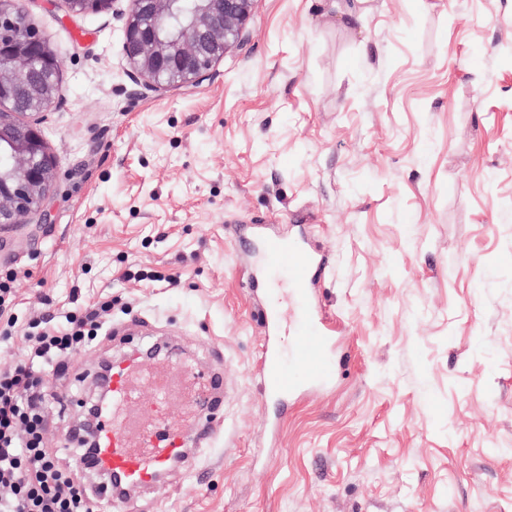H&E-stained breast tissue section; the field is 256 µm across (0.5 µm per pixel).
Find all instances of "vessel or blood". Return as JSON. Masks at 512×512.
Segmentation results:
<instances>
[{
    "mask_svg": "<svg viewBox=\"0 0 512 512\" xmlns=\"http://www.w3.org/2000/svg\"><path fill=\"white\" fill-rule=\"evenodd\" d=\"M263 265L283 275L298 315L287 323L279 297L257 311L267 331V342L259 361L260 387L276 410H283L302 386H324L335 376L330 358L332 329L320 316L312 292L324 259L302 238L264 235ZM137 364L127 360L113 364L110 375L113 402L131 394L130 379ZM214 428L186 426L167 430L152 424L142 432L137 447H130L124 420L117 412H104L96 434L94 469L107 478L120 480L123 487L143 490L157 483L173 463L184 459L191 448L212 439Z\"/></svg>",
    "mask_w": 512,
    "mask_h": 512,
    "instance_id": "vessel-or-blood-1",
    "label": "vessel or blood"
}]
</instances>
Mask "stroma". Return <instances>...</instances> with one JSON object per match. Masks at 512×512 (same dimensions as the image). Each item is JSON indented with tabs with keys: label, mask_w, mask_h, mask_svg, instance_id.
I'll return each mask as SVG.
<instances>
[{
	"label": "stroma",
	"mask_w": 512,
	"mask_h": 512,
	"mask_svg": "<svg viewBox=\"0 0 512 512\" xmlns=\"http://www.w3.org/2000/svg\"><path fill=\"white\" fill-rule=\"evenodd\" d=\"M22 7L62 62L39 115L59 178L47 223L0 231V368L47 310L111 300L45 376L44 445L98 512H512V0H257L205 77L160 91L124 57V0ZM258 224L303 225L330 260L336 378L278 424L239 243ZM157 342L202 373L222 352L216 435L112 501L69 436L100 363L135 352L128 414L181 419L141 354Z\"/></svg>",
	"instance_id": "1"
}]
</instances>
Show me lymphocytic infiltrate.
Instances as JSON below:
<instances>
[{
  "label": "lymphocytic infiltrate",
  "mask_w": 512,
  "mask_h": 512,
  "mask_svg": "<svg viewBox=\"0 0 512 512\" xmlns=\"http://www.w3.org/2000/svg\"><path fill=\"white\" fill-rule=\"evenodd\" d=\"M111 309L106 302L70 311L61 326L28 332L25 356L0 370V512H94L90 492L42 445L43 375L93 341L100 317Z\"/></svg>",
  "instance_id": "lymphocytic-infiltrate-1"
}]
</instances>
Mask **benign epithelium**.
Wrapping results in <instances>:
<instances>
[{
  "label": "benign epithelium",
  "instance_id": "7a95c632",
  "mask_svg": "<svg viewBox=\"0 0 512 512\" xmlns=\"http://www.w3.org/2000/svg\"><path fill=\"white\" fill-rule=\"evenodd\" d=\"M177 0H127L124 51L129 63L152 87L193 84L224 57L250 19L256 0H197L192 18L173 37H162L156 21L172 14ZM80 15L111 0H66ZM60 74L61 63L47 40L27 23L17 0H0V148L8 149L11 168L0 172V226L38 213L57 177V162L39 124L20 117L50 110L61 96L60 82L42 88L29 102L11 101L7 92L37 67Z\"/></svg>",
  "mask_w": 512,
  "mask_h": 512
}]
</instances>
